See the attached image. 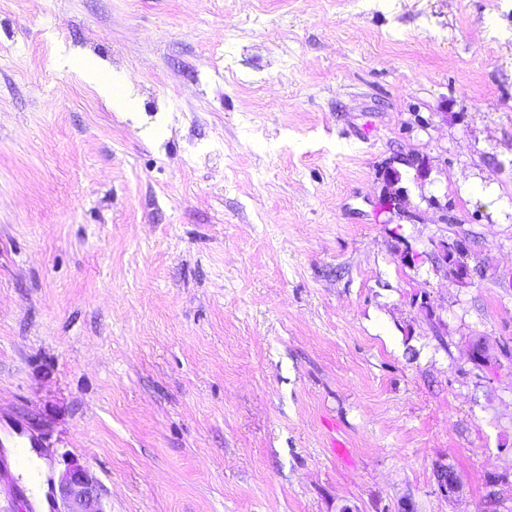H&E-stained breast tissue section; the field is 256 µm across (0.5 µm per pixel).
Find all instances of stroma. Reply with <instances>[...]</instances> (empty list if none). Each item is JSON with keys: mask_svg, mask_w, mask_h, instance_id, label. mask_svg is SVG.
<instances>
[{"mask_svg": "<svg viewBox=\"0 0 512 512\" xmlns=\"http://www.w3.org/2000/svg\"><path fill=\"white\" fill-rule=\"evenodd\" d=\"M0 425V512H512V0H0ZM53 501H61L58 512H105L99 479L87 468L71 464L58 486L51 483Z\"/></svg>", "mask_w": 512, "mask_h": 512, "instance_id": "stroma-1", "label": "stroma"}]
</instances>
